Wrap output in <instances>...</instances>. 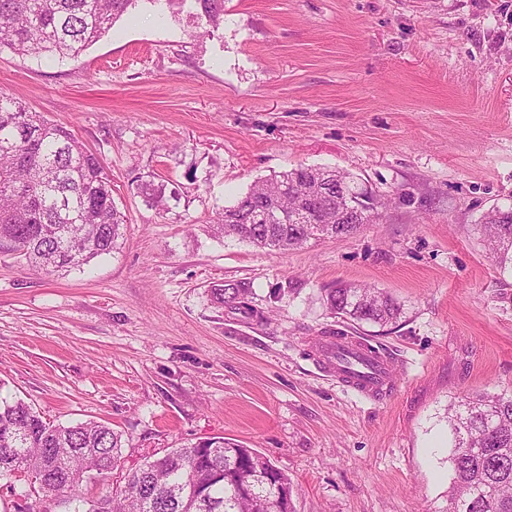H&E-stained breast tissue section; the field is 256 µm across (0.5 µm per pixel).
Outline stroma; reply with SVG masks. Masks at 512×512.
Here are the masks:
<instances>
[{
  "instance_id": "stroma-1",
  "label": "stroma",
  "mask_w": 512,
  "mask_h": 512,
  "mask_svg": "<svg viewBox=\"0 0 512 512\" xmlns=\"http://www.w3.org/2000/svg\"><path fill=\"white\" fill-rule=\"evenodd\" d=\"M0 92L70 128L112 176L119 249L48 274L0 252V396L122 433L112 480L204 438L253 448L296 512H446L447 409L512 394V275L479 231L512 204V0H138L75 59L0 52ZM300 165L388 198L375 224L288 251L209 227ZM174 190L165 209L137 190ZM247 284L246 311L210 297ZM388 292L396 323L334 317L325 289ZM395 361L371 400L326 376L322 337ZM169 9H181L188 1L194 2L201 28L210 32L224 24V0H160Z\"/></svg>"
}]
</instances>
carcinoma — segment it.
Listing matches in <instances>:
<instances>
[{"mask_svg": "<svg viewBox=\"0 0 512 512\" xmlns=\"http://www.w3.org/2000/svg\"><path fill=\"white\" fill-rule=\"evenodd\" d=\"M194 2L206 32L224 24V0H164L174 10ZM137 0H0V52L75 58L103 37ZM163 183L138 185L155 207L165 206ZM284 216L267 222L257 201ZM377 195L348 173L300 166L254 182L215 224L225 239L289 250L311 239L344 237L380 214ZM126 224L114 204L112 178L98 157L67 127L0 93V252L27 265L66 273L108 255ZM499 271H512V207L494 206L480 223ZM244 283L210 289L211 300L239 310ZM331 314L358 324L396 321L400 305L371 287L329 288ZM453 478L448 512H512V395L476 394L448 404ZM122 434L96 421L54 425L21 399L0 398V480L25 469L30 491L61 499L68 512H259L243 490L251 470L268 463L260 453L226 448L212 438L169 448L86 499L80 485L106 480L122 455Z\"/></svg>", "mask_w": 512, "mask_h": 512, "instance_id": "1", "label": "carcinoma"}]
</instances>
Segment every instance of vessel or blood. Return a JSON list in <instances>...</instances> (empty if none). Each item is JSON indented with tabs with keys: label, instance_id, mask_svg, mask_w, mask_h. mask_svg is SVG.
<instances>
[{
	"label": "vessel or blood",
	"instance_id": "b4317fda",
	"mask_svg": "<svg viewBox=\"0 0 512 512\" xmlns=\"http://www.w3.org/2000/svg\"><path fill=\"white\" fill-rule=\"evenodd\" d=\"M319 365L344 386L371 399L392 393L396 386L387 356L349 336L325 339Z\"/></svg>",
	"mask_w": 512,
	"mask_h": 512
}]
</instances>
